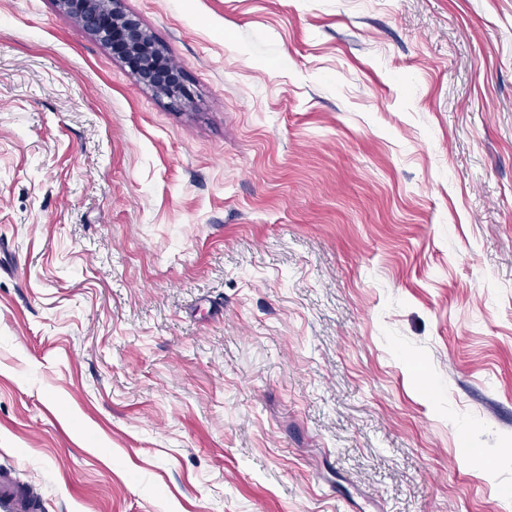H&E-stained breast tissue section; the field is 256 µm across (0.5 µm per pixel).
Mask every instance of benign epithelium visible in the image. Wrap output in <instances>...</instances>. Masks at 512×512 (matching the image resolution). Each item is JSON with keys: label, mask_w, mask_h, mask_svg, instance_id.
Instances as JSON below:
<instances>
[{"label": "benign epithelium", "mask_w": 512, "mask_h": 512, "mask_svg": "<svg viewBox=\"0 0 512 512\" xmlns=\"http://www.w3.org/2000/svg\"><path fill=\"white\" fill-rule=\"evenodd\" d=\"M59 9L74 19L77 31L102 44L118 43L132 72L145 85L169 97L184 94L183 85L162 67L165 51L153 43L147 29L133 14L124 11L121 0H56Z\"/></svg>", "instance_id": "obj_1"}]
</instances>
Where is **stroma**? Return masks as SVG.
<instances>
[{
    "instance_id": "obj_1",
    "label": "stroma",
    "mask_w": 512,
    "mask_h": 512,
    "mask_svg": "<svg viewBox=\"0 0 512 512\" xmlns=\"http://www.w3.org/2000/svg\"><path fill=\"white\" fill-rule=\"evenodd\" d=\"M174 102L0 0V474L40 512H512V0H123Z\"/></svg>"
}]
</instances>
